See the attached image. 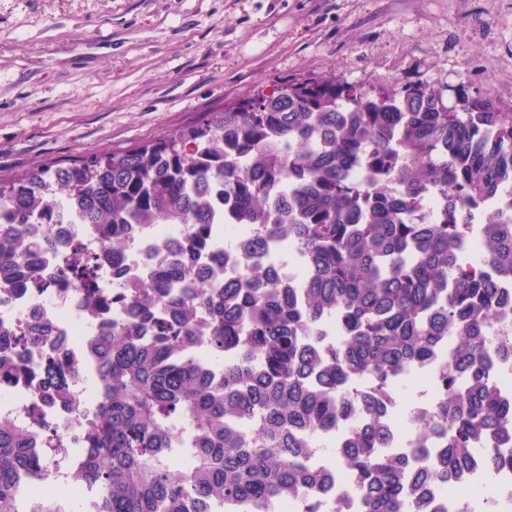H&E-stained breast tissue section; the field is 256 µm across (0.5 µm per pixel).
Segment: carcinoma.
<instances>
[{"label":"carcinoma","mask_w":512,"mask_h":512,"mask_svg":"<svg viewBox=\"0 0 512 512\" xmlns=\"http://www.w3.org/2000/svg\"><path fill=\"white\" fill-rule=\"evenodd\" d=\"M226 224H254L224 246L233 278L198 257L212 244L211 186ZM512 190V105L415 81L370 88L340 78L292 79L270 95L210 112L131 148L0 178V279L44 288L26 235L63 219L94 224L116 257L137 224H185L184 240L149 283L118 298L132 318L93 337L96 408L82 410L77 372L58 350L37 363L28 407L49 398L81 423V469L95 512H316L330 472L311 463L340 425L336 471L356 512H423V492L479 466L512 471V398L494 378L512 365V213L481 205ZM440 211L425 209L428 198ZM485 230V251L467 242ZM286 240L304 279L286 288L261 262ZM59 277L94 302V258L78 245ZM31 326L0 341V384L20 370ZM202 341L204 359L189 352ZM436 367L442 395L402 450L392 423L398 384ZM29 429L0 420V512H60L57 494L30 502L40 477ZM65 447L45 431L44 454ZM182 457L188 469L175 471Z\"/></svg>","instance_id":"obj_1"}]
</instances>
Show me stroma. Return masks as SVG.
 <instances>
[{
    "mask_svg": "<svg viewBox=\"0 0 512 512\" xmlns=\"http://www.w3.org/2000/svg\"><path fill=\"white\" fill-rule=\"evenodd\" d=\"M311 75L512 104V0H0V177Z\"/></svg>",
    "mask_w": 512,
    "mask_h": 512,
    "instance_id": "35a3bbf8",
    "label": "stroma"
}]
</instances>
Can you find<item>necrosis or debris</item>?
<instances>
[{
	"mask_svg": "<svg viewBox=\"0 0 512 512\" xmlns=\"http://www.w3.org/2000/svg\"><path fill=\"white\" fill-rule=\"evenodd\" d=\"M184 230L180 224H151L134 238L130 249L119 259L102 255L98 235L90 224H60L55 235L57 251H39L37 274L53 276L56 272L60 251L70 250L74 243H82L102 259L99 264L101 298L107 301V311L89 309L78 291L68 288H50L40 296H32L10 288L0 290V333L8 334L26 327L31 317H38L48 329L47 336L30 348L31 357H39L64 348L70 363L79 372L75 392L86 408H93L96 394L90 388V375L95 361L89 350L92 336L110 323L121 321L126 312L113 305V294L136 282L152 279V259L164 252L166 244L179 237ZM121 266L124 274L117 277L113 266ZM37 386L32 371L26 370L10 383L0 385V417L24 419L26 404ZM405 388L418 391L417 399L394 422L395 428L405 437H414L418 420L425 415L439 395L433 372L416 370L404 378ZM437 502L443 512H455L462 504H470L472 512H512V475L497 477L494 485L484 484L480 478L460 483L452 490L439 493Z\"/></svg>",
	"mask_w": 512,
	"mask_h": 512,
	"instance_id": "4bbe7bcc",
	"label": "necrosis or debris"
}]
</instances>
